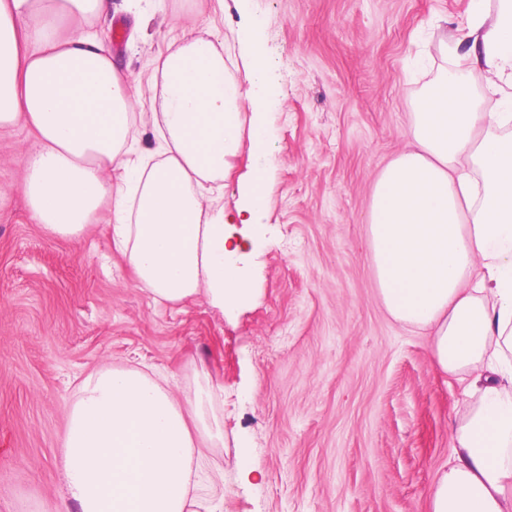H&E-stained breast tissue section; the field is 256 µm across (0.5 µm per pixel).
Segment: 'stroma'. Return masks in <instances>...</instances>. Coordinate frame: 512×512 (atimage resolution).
I'll list each match as a JSON object with an SVG mask.
<instances>
[{
  "instance_id": "obj_1",
  "label": "stroma",
  "mask_w": 512,
  "mask_h": 512,
  "mask_svg": "<svg viewBox=\"0 0 512 512\" xmlns=\"http://www.w3.org/2000/svg\"><path fill=\"white\" fill-rule=\"evenodd\" d=\"M470 0H112L96 28L125 38L114 61L148 77L188 29L245 57L267 54L270 150L241 148L224 207L255 166L268 204L248 248L250 301L159 304L136 287L104 221L48 234L21 190L33 134L0 132V512H57L79 384L112 368L196 370L224 390V478L196 512H430L466 387L435 367L426 330L379 294L366 215L408 145L415 102L455 61L440 40ZM256 475L244 478V468Z\"/></svg>"
}]
</instances>
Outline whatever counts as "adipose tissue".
<instances>
[{
  "instance_id": "ef3b65f1",
  "label": "adipose tissue",
  "mask_w": 512,
  "mask_h": 512,
  "mask_svg": "<svg viewBox=\"0 0 512 512\" xmlns=\"http://www.w3.org/2000/svg\"><path fill=\"white\" fill-rule=\"evenodd\" d=\"M107 8L0 0V129L35 133L22 182L32 217L76 239L108 208L112 247L154 301L240 307L252 288L233 226L259 224L266 171H253L231 218L224 179L242 143L267 152L264 56L253 49L237 76L223 45L189 32L135 79L93 25ZM456 44L499 111L444 80L421 95L412 145L378 177L366 222L387 311L430 329L437 368L468 378L431 512H512V0H472ZM147 125L158 146L135 152ZM219 392L201 371L181 402L143 369L88 377L70 411L58 512H188L194 465L224 442Z\"/></svg>"
}]
</instances>
